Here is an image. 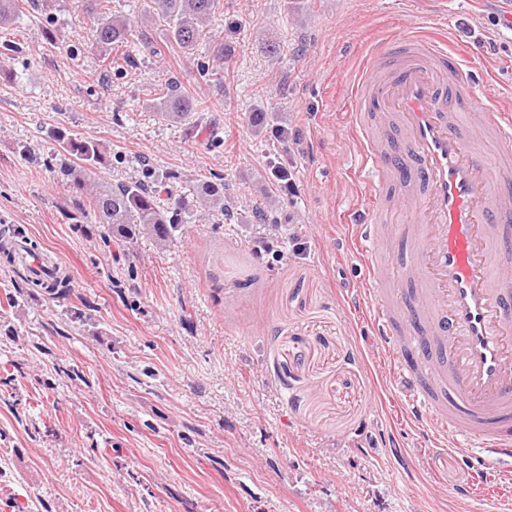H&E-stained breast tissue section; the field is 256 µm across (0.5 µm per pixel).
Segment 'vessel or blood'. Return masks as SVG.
Listing matches in <instances>:
<instances>
[{
    "mask_svg": "<svg viewBox=\"0 0 512 512\" xmlns=\"http://www.w3.org/2000/svg\"><path fill=\"white\" fill-rule=\"evenodd\" d=\"M471 78L446 35L404 30L393 44L371 48L351 93L361 110L358 155L365 182L367 242L382 222L384 188L397 182L409 213L399 233L411 243L405 266L415 287L397 300L386 267L370 266L366 293L376 345L408 388L411 421L442 446L481 448L512 463V271L497 256L512 251V192L501 189L496 159L480 150L492 133L512 149V107L481 106ZM475 123L463 134L456 122ZM393 117L401 138L380 126L370 135L364 114ZM35 277L51 271L48 255L20 251Z\"/></svg>",
    "mask_w": 512,
    "mask_h": 512,
    "instance_id": "obj_1",
    "label": "vessel or blood"
}]
</instances>
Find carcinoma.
I'll return each instance as SVG.
<instances>
[{"label": "carcinoma", "mask_w": 512, "mask_h": 512, "mask_svg": "<svg viewBox=\"0 0 512 512\" xmlns=\"http://www.w3.org/2000/svg\"><path fill=\"white\" fill-rule=\"evenodd\" d=\"M109 0H84V8L91 22L92 46L109 63L136 65L132 48L146 39L145 30L128 18L112 13ZM218 0H149L144 16L157 15L169 23L168 45L185 54H192L207 39L208 25ZM19 10V0H0V27L8 26ZM152 105L161 119L183 123L194 112H201V103L186 93L169 89L154 92ZM60 147L68 160L60 164V172L70 187L80 192L75 199L79 212L89 205L97 220L112 234L134 239L152 238L162 247L169 246L182 224V213L190 206L204 216H231L224 195V183L204 181L196 186L195 199L169 197L167 207L160 205L158 190L150 181L120 182L110 187L94 186L91 169L106 162L105 152L96 141L72 136H59ZM70 278L55 274L48 280H27L31 288L59 291L69 287Z\"/></svg>", "instance_id": "obj_1"}]
</instances>
